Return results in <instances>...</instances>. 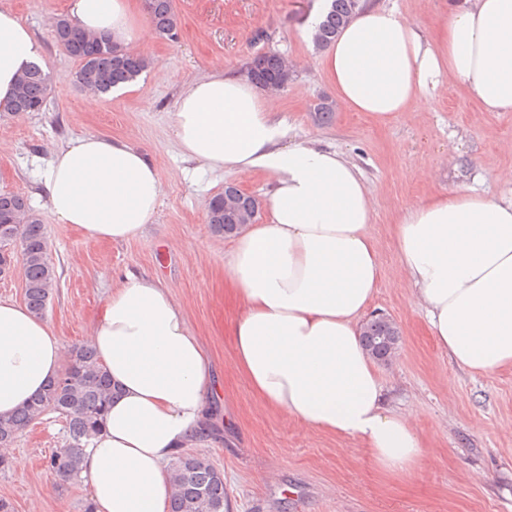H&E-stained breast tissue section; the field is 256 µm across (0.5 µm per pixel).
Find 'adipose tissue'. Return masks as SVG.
Listing matches in <instances>:
<instances>
[{
	"mask_svg": "<svg viewBox=\"0 0 512 512\" xmlns=\"http://www.w3.org/2000/svg\"><path fill=\"white\" fill-rule=\"evenodd\" d=\"M83 32L124 46L154 37L130 0H68ZM42 61L15 11L0 6V109L18 74ZM339 103L386 119L430 112L450 82L484 112H512V0H464L438 40L379 6L363 9L318 58ZM172 132L183 155L211 170L269 174L268 221L243 225L224 256L242 303L234 364L263 407L312 432L360 440L378 468L400 477L423 455L420 414L384 403L380 371L361 339L381 277L370 233L372 191L341 153L282 146L288 131L266 94L242 74L214 69L180 93ZM45 195L60 223L95 241H124L153 221L161 176L122 138L88 134L54 153ZM398 266L429 330L460 366L512 365V198L460 184L408 207L394 230ZM117 394L84 451L95 512H168L174 456L206 441L213 366L168 287L126 273L86 338ZM71 356L47 320L0 298V417L57 380Z\"/></svg>",
	"mask_w": 512,
	"mask_h": 512,
	"instance_id": "1",
	"label": "adipose tissue"
}]
</instances>
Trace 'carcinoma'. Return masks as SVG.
<instances>
[{"instance_id":"carcinoma-1","label":"carcinoma","mask_w":512,"mask_h":512,"mask_svg":"<svg viewBox=\"0 0 512 512\" xmlns=\"http://www.w3.org/2000/svg\"><path fill=\"white\" fill-rule=\"evenodd\" d=\"M145 5L159 34L175 39L178 17L173 0H145ZM362 7V0H330L314 34L316 47L328 46ZM52 37L79 61L77 81L87 90L105 94L119 84L135 81L149 66L147 57L112 44L104 35L84 34L64 18L57 20ZM247 76L263 88L280 89L288 83L289 69L280 55L264 52L253 56ZM50 87V74L38 65L30 66L18 80L5 111L17 115L44 107ZM255 211L253 197L243 194L229 201L222 193L209 204L208 223L214 232L228 233L239 224L252 223ZM16 247L20 248L24 265L26 305L33 314L43 316L57 281L48 258L44 225L23 196L0 194V250ZM362 340L373 358L386 362L398 349L400 334L393 322L375 318L363 328ZM112 395L111 382L95 351L86 345L77 347L67 369L43 394L15 415L0 418V447L11 445L43 413L55 412L66 420L68 438L64 447L48 456L46 467L60 478L74 479L82 471L84 448L97 434ZM172 470L175 483L171 512H224V474L217 472L206 458L179 453Z\"/></svg>"}]
</instances>
